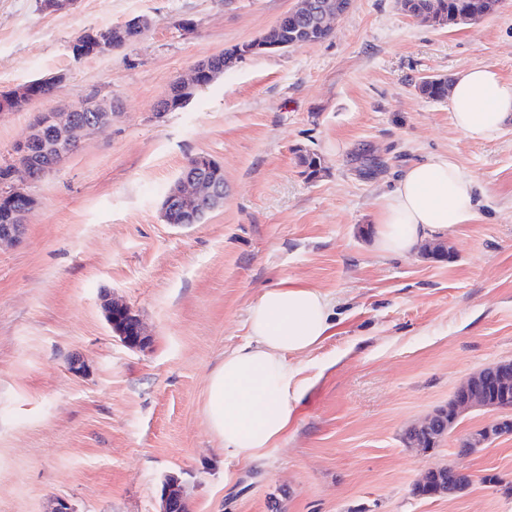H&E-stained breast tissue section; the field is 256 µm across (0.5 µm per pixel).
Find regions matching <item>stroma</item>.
<instances>
[{"instance_id":"35a3bbf8","label":"stroma","mask_w":512,"mask_h":512,"mask_svg":"<svg viewBox=\"0 0 512 512\" xmlns=\"http://www.w3.org/2000/svg\"><path fill=\"white\" fill-rule=\"evenodd\" d=\"M296 0H0V92L54 77L50 97L0 112V166L36 118L87 100L113 104L30 189L22 237L0 249V512H160L176 477L190 512H512V435L465 458L452 498L414 495L431 467L501 417L462 415L438 447L404 432L447 406L469 375L512 361V122L476 142L424 76L490 64L512 81V0L473 24L423 23L400 0H351L318 43L246 57L180 109L160 111L188 69L261 37ZM145 15L152 26L105 56L74 38ZM319 157L306 179L298 154ZM454 159L486 187L477 217L405 256L373 246L382 195L410 162ZM224 172V203L176 226L163 199L189 158ZM335 302L326 337L292 357L301 385L273 447L225 456L205 417L210 373L247 337L270 288ZM112 294L150 337L124 345ZM84 369H70L73 360ZM448 79L440 76L421 77L415 88L422 96L440 101L448 97Z\"/></svg>"}]
</instances>
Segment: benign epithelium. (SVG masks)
Listing matches in <instances>:
<instances>
[{
  "label": "benign epithelium",
  "instance_id": "benign-epithelium-1",
  "mask_svg": "<svg viewBox=\"0 0 512 512\" xmlns=\"http://www.w3.org/2000/svg\"><path fill=\"white\" fill-rule=\"evenodd\" d=\"M332 13L328 5L320 0H298L296 6L283 15L276 25L296 27L300 24L313 26H327ZM210 74L209 61L198 63L191 73L177 80L178 87L183 92H192L199 85L198 79ZM79 112H92L94 116L89 119H80ZM112 119V104L96 101L63 111H53L47 115L43 123H36L30 132L16 145L13 162V182L8 189L10 198L21 197L27 200L24 209L18 212V223L0 226V245L16 241L23 233L25 218L35 206L36 200L30 194L29 187L39 181L46 173L52 170L55 163L51 162L37 171L32 168L25 158L29 146L34 143L46 142V129H51V154L62 156L67 149L77 145L87 135L106 127ZM214 166L208 160L199 158L190 164L183 175L177 179L163 207L162 217L169 223H176L180 214L193 213L199 210L210 211L224 202V190L216 178L210 175ZM128 318V325L120 340L131 348H138L147 343L144 329L140 320L125 304L116 301L107 303V321L117 316ZM512 384V363L502 362L464 379L458 386L454 395V414L461 416L466 411L484 406L485 395L497 393ZM161 512H188L176 481L168 477L163 483Z\"/></svg>",
  "mask_w": 512,
  "mask_h": 512
}]
</instances>
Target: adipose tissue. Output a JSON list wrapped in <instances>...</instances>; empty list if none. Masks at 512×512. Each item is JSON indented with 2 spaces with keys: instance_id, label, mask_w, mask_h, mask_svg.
Segmentation results:
<instances>
[{
  "instance_id": "adipose-tissue-1",
  "label": "adipose tissue",
  "mask_w": 512,
  "mask_h": 512,
  "mask_svg": "<svg viewBox=\"0 0 512 512\" xmlns=\"http://www.w3.org/2000/svg\"><path fill=\"white\" fill-rule=\"evenodd\" d=\"M449 111L469 139L488 140L512 116V81L490 66L464 69L452 79ZM479 190L448 156L409 163L375 215V248L405 255L446 237L475 219ZM333 316L330 298L312 288H271L252 305L247 340L225 353L207 386L208 423L227 456L246 461L274 445L300 395L289 359L322 341Z\"/></svg>"
}]
</instances>
